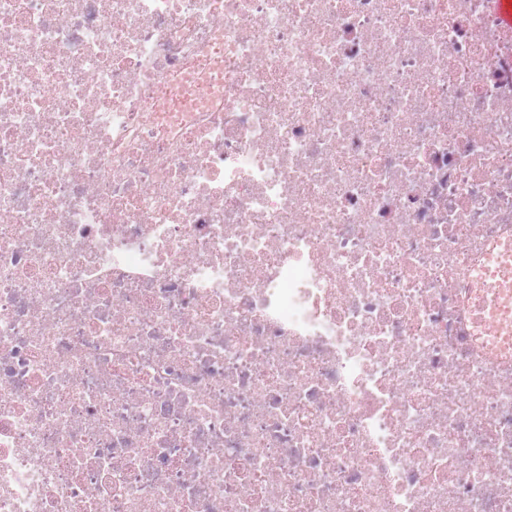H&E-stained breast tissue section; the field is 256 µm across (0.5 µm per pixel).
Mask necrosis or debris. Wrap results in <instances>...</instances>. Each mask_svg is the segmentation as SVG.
<instances>
[{
  "mask_svg": "<svg viewBox=\"0 0 512 512\" xmlns=\"http://www.w3.org/2000/svg\"><path fill=\"white\" fill-rule=\"evenodd\" d=\"M494 0H0V512H512ZM481 269L483 301L474 309L473 320L496 336H512V236L492 245Z\"/></svg>",
  "mask_w": 512,
  "mask_h": 512,
  "instance_id": "obj_1",
  "label": "necrosis or debris"
}]
</instances>
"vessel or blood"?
<instances>
[{
    "instance_id": "1",
    "label": "vessel or blood",
    "mask_w": 512,
    "mask_h": 512,
    "mask_svg": "<svg viewBox=\"0 0 512 512\" xmlns=\"http://www.w3.org/2000/svg\"><path fill=\"white\" fill-rule=\"evenodd\" d=\"M483 301L473 320L497 336H512V236L492 245L480 276Z\"/></svg>"
}]
</instances>
